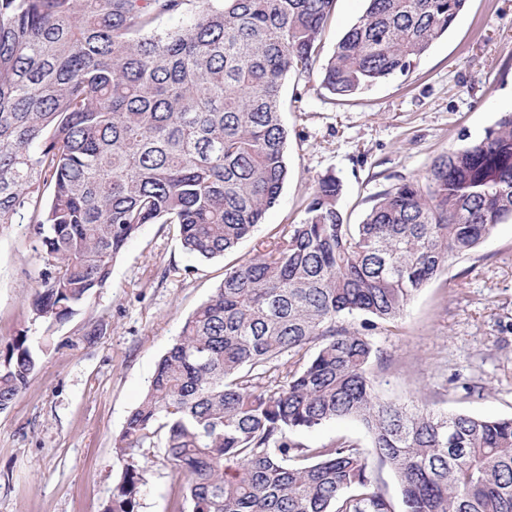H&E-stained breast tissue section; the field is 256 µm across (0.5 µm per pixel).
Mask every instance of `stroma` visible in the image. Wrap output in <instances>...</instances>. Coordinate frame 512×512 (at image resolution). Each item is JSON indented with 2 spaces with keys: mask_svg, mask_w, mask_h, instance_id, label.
<instances>
[{
  "mask_svg": "<svg viewBox=\"0 0 512 512\" xmlns=\"http://www.w3.org/2000/svg\"><path fill=\"white\" fill-rule=\"evenodd\" d=\"M366 7L335 0L311 73L284 78L289 178L251 237L224 256L192 258L177 225H144L114 261L109 285L55 322L32 309L47 263L32 226L0 224V344L23 333L41 351L27 390L0 413V512H102L124 466L116 446L160 358L225 270L301 222L321 178L336 175L339 208L348 223H361L380 191L423 179L439 154L512 112V0H469L407 73L345 99L331 95L321 67ZM369 336L383 354L372 364L381 398L512 417V221L422 288L391 331ZM340 438L371 449L352 418L300 436L312 448ZM134 460L143 475L138 512H191L176 501L180 475L162 436Z\"/></svg>",
  "mask_w": 512,
  "mask_h": 512,
  "instance_id": "stroma-1",
  "label": "stroma"
}]
</instances>
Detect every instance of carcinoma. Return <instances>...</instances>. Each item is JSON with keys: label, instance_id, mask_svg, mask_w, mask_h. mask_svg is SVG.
Returning a JSON list of instances; mask_svg holds the SVG:
<instances>
[{"label": "carcinoma", "instance_id": "1", "mask_svg": "<svg viewBox=\"0 0 512 512\" xmlns=\"http://www.w3.org/2000/svg\"><path fill=\"white\" fill-rule=\"evenodd\" d=\"M467 0H368L321 71L350 97L406 71ZM335 0H0V224L47 255L33 311L62 321L107 287L144 224H177L188 255L234 249L277 202L288 167L282 81L311 69ZM187 17L163 30L164 17ZM323 177L299 224L257 244L187 318L129 415L103 512H136L132 452L153 430L192 512H394L363 451L298 435L361 422L403 512H512V417L397 404L375 392L367 327L512 221V112L448 150L424 180L380 192L360 224ZM39 365L0 345V413Z\"/></svg>", "mask_w": 512, "mask_h": 512}]
</instances>
